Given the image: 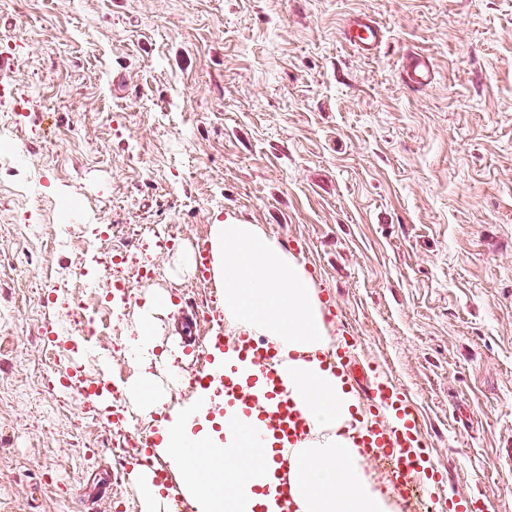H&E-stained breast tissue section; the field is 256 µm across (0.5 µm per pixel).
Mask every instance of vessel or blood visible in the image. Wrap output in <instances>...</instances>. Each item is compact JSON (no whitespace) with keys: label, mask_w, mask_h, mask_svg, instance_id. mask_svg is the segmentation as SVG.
<instances>
[{"label":"vessel or blood","mask_w":512,"mask_h":512,"mask_svg":"<svg viewBox=\"0 0 512 512\" xmlns=\"http://www.w3.org/2000/svg\"><path fill=\"white\" fill-rule=\"evenodd\" d=\"M342 37L369 54L382 42L384 32L377 22L359 15L345 23ZM403 72L412 87L422 88L432 82L433 69L426 57L407 58ZM208 319L211 341L197 345L195 354L200 358L223 354L224 370L218 377L204 374L197 386L206 392L213 381H220L225 405L238 414L232 429L233 447L259 451L300 447L308 436V422L283 390L277 349L246 332L233 341L223 342V314L219 308H212ZM325 365L363 404L362 411L353 414L350 423L354 449L373 462L389 463L390 482L399 494L406 496L417 489L442 493L443 475L423 464L428 451L423 442L422 421L405 392L388 380L362 384L351 364L349 343L338 345ZM66 387L77 390L85 400L94 401L104 385L86 381L75 372Z\"/></svg>","instance_id":"1"}]
</instances>
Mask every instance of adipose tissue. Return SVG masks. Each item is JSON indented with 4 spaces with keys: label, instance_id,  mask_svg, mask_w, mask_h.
Masks as SVG:
<instances>
[{
    "label": "adipose tissue",
    "instance_id": "1",
    "mask_svg": "<svg viewBox=\"0 0 512 512\" xmlns=\"http://www.w3.org/2000/svg\"><path fill=\"white\" fill-rule=\"evenodd\" d=\"M210 247L214 277L236 328L266 337L285 354V388L308 418L312 438L302 457L290 460L298 512H385L340 434L352 402L340 379L318 360L329 339L302 271L252 224L212 225ZM196 413L192 407L174 414L161 430V446L182 487L192 491L196 512H276L269 480L278 468L275 459L241 469L239 449L216 447L207 435L192 434ZM185 442L200 448L209 469L178 454Z\"/></svg>",
    "mask_w": 512,
    "mask_h": 512
}]
</instances>
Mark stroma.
<instances>
[{
    "mask_svg": "<svg viewBox=\"0 0 512 512\" xmlns=\"http://www.w3.org/2000/svg\"><path fill=\"white\" fill-rule=\"evenodd\" d=\"M362 14L372 56L341 36ZM226 222L294 257L332 341L410 395L448 498L512 512V0H0V512H143L113 477L129 431L60 382L133 411L146 372L161 412L192 402L209 366L176 327L223 301L193 264ZM144 264L169 299L146 365ZM407 83L414 88H423L432 82L433 69L428 58L420 55L411 56L403 65ZM68 390L75 389L87 401H96L106 385L101 382H87L78 372L72 373L70 380L64 384ZM107 388V387H106Z\"/></svg>",
    "mask_w": 512,
    "mask_h": 512,
    "instance_id": "obj_1",
    "label": "stroma"
}]
</instances>
